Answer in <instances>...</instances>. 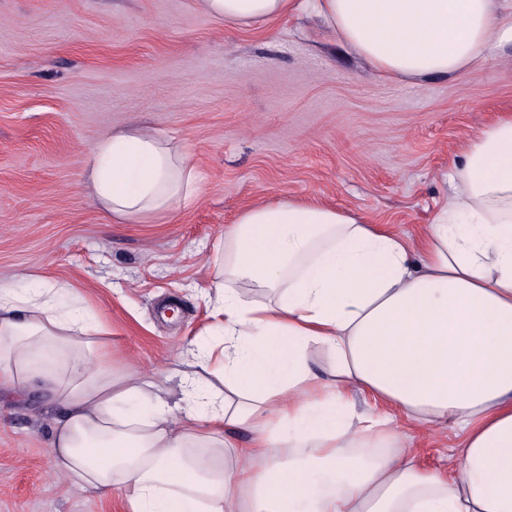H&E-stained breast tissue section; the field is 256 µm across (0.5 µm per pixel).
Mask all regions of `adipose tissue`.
<instances>
[{
  "label": "adipose tissue",
  "mask_w": 512,
  "mask_h": 512,
  "mask_svg": "<svg viewBox=\"0 0 512 512\" xmlns=\"http://www.w3.org/2000/svg\"><path fill=\"white\" fill-rule=\"evenodd\" d=\"M199 4L240 27L316 13L393 80L482 69L512 47V0ZM88 171L124 222L200 192L156 133L113 134ZM450 182L415 238L302 198L243 208L213 262L222 321L191 351L180 409L137 372L115 376L83 295L45 280L0 283V385L60 406L56 474L119 492L126 512H512V113L468 143ZM355 391L382 412L357 411ZM410 422L458 431L450 473L416 462Z\"/></svg>",
  "instance_id": "1"
}]
</instances>
